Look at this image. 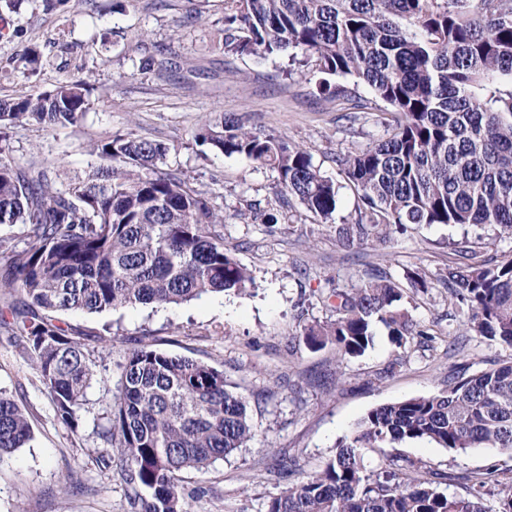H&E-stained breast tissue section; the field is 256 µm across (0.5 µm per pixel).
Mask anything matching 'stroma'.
<instances>
[{
  "label": "stroma",
  "instance_id": "1",
  "mask_svg": "<svg viewBox=\"0 0 512 512\" xmlns=\"http://www.w3.org/2000/svg\"><path fill=\"white\" fill-rule=\"evenodd\" d=\"M224 6V0H68L48 11L42 0H24L18 11L0 10V98L45 90L73 76L91 84L92 106L77 125L0 129L15 161L48 167L60 184L91 163L93 141L132 135L164 143L168 168L219 194L224 248L254 278L239 295L61 313L99 354L97 379L74 432L56 418L21 348L0 333V389L25 410L32 429L25 447L0 455V512H128L126 484L95 459L125 356L140 345L223 371L250 402L254 439L208 468L182 473V486L193 494L192 512H264L270 492L322 469L337 442L351 436L370 410L438 393L450 373L471 374L512 360V347L461 334L466 315L442 283L457 257L456 244L471 242L478 259L501 261L512 258V239L489 228L422 224L391 234L384 244L341 248L336 227L351 222L359 199L336 157L384 137L378 117L387 107L377 103L350 123L344 115L352 99L373 97L353 77L329 78L312 68L285 76L286 52L266 60L225 55ZM32 47L43 56L34 73L23 60ZM331 84L345 88L346 97L334 98ZM229 116L309 152L336 185L334 223H322L296 196L279 193L271 169L196 144L202 125ZM411 271L426 280V288L412 286ZM379 276L403 289L405 307L421 330L404 360H397L380 323L372 348L356 358H339L331 343L307 345L304 327L330 315L320 296ZM390 457L431 466L438 490L448 495L467 494V475L490 467L512 475V453L451 452L427 442L366 453L365 465L375 470Z\"/></svg>",
  "mask_w": 512,
  "mask_h": 512
}]
</instances>
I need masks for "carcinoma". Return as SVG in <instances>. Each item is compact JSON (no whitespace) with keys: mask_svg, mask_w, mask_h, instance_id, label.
Instances as JSON below:
<instances>
[{"mask_svg":"<svg viewBox=\"0 0 512 512\" xmlns=\"http://www.w3.org/2000/svg\"><path fill=\"white\" fill-rule=\"evenodd\" d=\"M224 52L266 57L298 48L327 75H350L391 108L386 137L336 159L362 206L336 227L351 249L386 241L410 224L490 226L512 238V91L483 100L475 88L512 77V0H225ZM91 108L88 82L0 98V126L74 125ZM195 142L242 155L277 173L323 222L337 208L334 183L311 155L238 119L205 125ZM169 148L128 136L101 139V163L52 185L47 172L19 166L0 146V226L20 224L26 246L0 238V330L12 336L72 432L95 379L94 351L58 320L66 311L100 313L136 304H178L210 293H239L251 272L224 249V211L177 170ZM452 299L467 308L466 331L512 346V258L493 266H448ZM401 288L379 277L323 305L335 317L305 328L312 347L336 345L358 357L372 325L397 348L423 335ZM111 424L101 434L129 485L130 512H191L182 472L200 470L254 437L248 401L205 363L148 346L127 352ZM31 438L26 414L0 390V453ZM426 441L460 452H512V361L448 376L442 392L380 405L336 445L325 466L269 496L265 512H487L480 492L447 495L424 463L368 470L367 451ZM512 512V478L495 480Z\"/></svg>","mask_w":512,"mask_h":512,"instance_id":"1","label":"carcinoma"}]
</instances>
